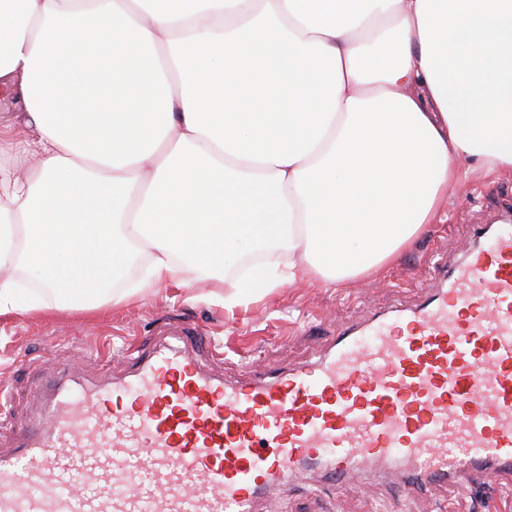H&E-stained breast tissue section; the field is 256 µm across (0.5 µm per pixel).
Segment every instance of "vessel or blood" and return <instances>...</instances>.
I'll return each mask as SVG.
<instances>
[{
  "instance_id": "1",
  "label": "vessel or blood",
  "mask_w": 512,
  "mask_h": 512,
  "mask_svg": "<svg viewBox=\"0 0 512 512\" xmlns=\"http://www.w3.org/2000/svg\"><path fill=\"white\" fill-rule=\"evenodd\" d=\"M443 289L344 327L313 363L227 383L163 342L132 382H59L0 454V512H254L318 468L415 483L512 478V227L443 270Z\"/></svg>"
}]
</instances>
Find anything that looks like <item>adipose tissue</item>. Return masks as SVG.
I'll return each mask as SVG.
<instances>
[{
  "instance_id": "obj_1",
  "label": "adipose tissue",
  "mask_w": 512,
  "mask_h": 512,
  "mask_svg": "<svg viewBox=\"0 0 512 512\" xmlns=\"http://www.w3.org/2000/svg\"><path fill=\"white\" fill-rule=\"evenodd\" d=\"M385 20L384 45L358 27ZM0 316L265 246L268 276L375 278L468 175L512 173V0H0Z\"/></svg>"
}]
</instances>
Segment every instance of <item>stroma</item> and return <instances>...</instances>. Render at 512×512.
<instances>
[{
  "mask_svg": "<svg viewBox=\"0 0 512 512\" xmlns=\"http://www.w3.org/2000/svg\"><path fill=\"white\" fill-rule=\"evenodd\" d=\"M443 213V223L430 225L371 285L307 280L228 307L219 298L220 273L192 271V300L172 285L143 290L132 306L1 316L0 453L18 447L21 420L44 408L60 376L91 382L130 376L135 354L157 348L166 330L185 334L205 369L229 381L324 355L339 327L412 307L421 292L440 288L433 263L443 256L458 262L474 225L495 226L512 215V175L470 173L449 193ZM257 512H512V487L478 473L465 485L416 487L401 477L369 475L339 488L315 470Z\"/></svg>",
  "mask_w": 512,
  "mask_h": 512,
  "instance_id": "35a3bbf8",
  "label": "stroma"
}]
</instances>
